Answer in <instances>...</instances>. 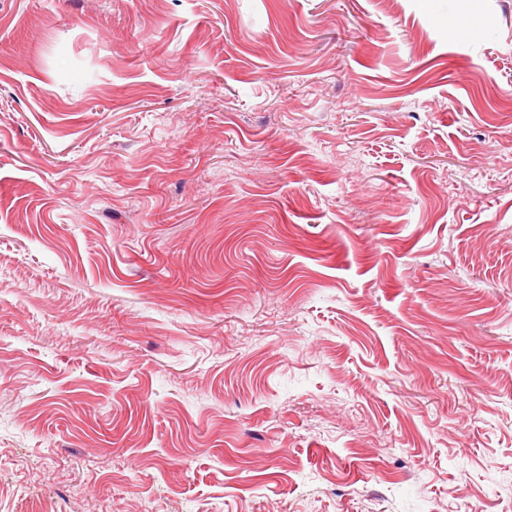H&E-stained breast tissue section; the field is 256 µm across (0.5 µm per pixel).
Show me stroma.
<instances>
[{
	"instance_id": "stroma-1",
	"label": "stroma",
	"mask_w": 512,
	"mask_h": 512,
	"mask_svg": "<svg viewBox=\"0 0 512 512\" xmlns=\"http://www.w3.org/2000/svg\"><path fill=\"white\" fill-rule=\"evenodd\" d=\"M512 501V0H0V512Z\"/></svg>"
}]
</instances>
